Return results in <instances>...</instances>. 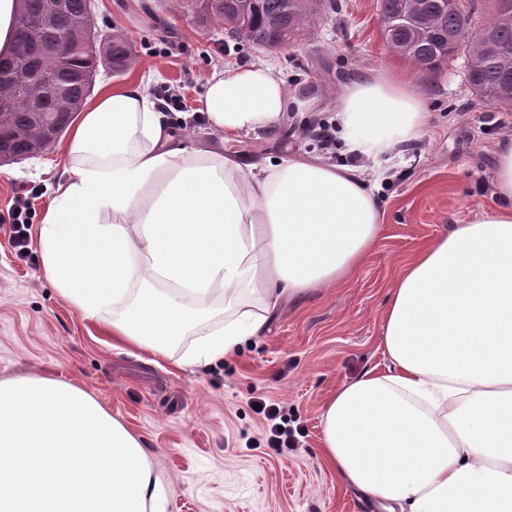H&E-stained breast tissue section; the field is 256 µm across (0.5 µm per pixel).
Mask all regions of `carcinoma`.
Listing matches in <instances>:
<instances>
[{"label": "carcinoma", "instance_id": "carcinoma-1", "mask_svg": "<svg viewBox=\"0 0 512 512\" xmlns=\"http://www.w3.org/2000/svg\"><path fill=\"white\" fill-rule=\"evenodd\" d=\"M88 0H65L62 12L48 23V39H59L64 52L46 49L25 40V30L42 16L47 0H18L15 38L9 53L0 54V154L23 159L34 153L35 135L50 128L55 138L71 124L93 88L98 66L108 61L121 74L131 62L127 38L103 36L87 15ZM490 20L472 26L449 0H418L429 17L423 27L395 28L390 48L417 65L428 63L429 73H440L448 61L465 56L474 65L469 79L472 94L481 100L512 107V0H488ZM407 0H379L380 22L404 10ZM242 39L260 45L273 41H301L316 27L315 7L310 0H214L212 10L195 18L204 30L224 24L237 13ZM29 71L51 76L52 83L39 88L40 111L29 103V92L14 88V82Z\"/></svg>", "mask_w": 512, "mask_h": 512}]
</instances>
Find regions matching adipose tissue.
Segmentation results:
<instances>
[{
  "instance_id": "obj_1",
  "label": "adipose tissue",
  "mask_w": 512,
  "mask_h": 512,
  "mask_svg": "<svg viewBox=\"0 0 512 512\" xmlns=\"http://www.w3.org/2000/svg\"><path fill=\"white\" fill-rule=\"evenodd\" d=\"M144 81L104 85L67 145L68 177L38 228L44 278L113 339L211 364L260 336L282 303L344 282L381 223L362 166H241L189 154ZM230 139L279 124L290 101L265 62L213 71L198 101ZM406 79L352 82L336 105L349 153H405L426 125ZM496 206L438 237L389 291L386 371L342 384L322 455L388 512H512V140ZM242 307L215 329L210 309ZM140 438L82 388L0 381V512H165Z\"/></svg>"
}]
</instances>
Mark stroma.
Instances as JSON below:
<instances>
[{"label":"stroma","instance_id":"35a3bbf8","mask_svg":"<svg viewBox=\"0 0 512 512\" xmlns=\"http://www.w3.org/2000/svg\"><path fill=\"white\" fill-rule=\"evenodd\" d=\"M99 32L131 42L129 68L99 71L96 84L121 85L151 74L148 91L178 89V112L191 113L181 141L187 151L213 150L243 164L294 157L342 165V146L325 150L302 136L331 123L336 100L351 82L376 72L410 80L429 119L421 139L377 190L384 209L377 239L349 280L282 306L262 336L209 366L180 367L194 334L177 337L168 359L113 348L112 340L63 299L41 272L39 254L19 260L0 226V380L44 376L73 383L145 443L163 484L167 512H383L342 483L320 455L322 407L344 382L370 368L385 370L381 348L388 293L404 266L455 224L490 209L499 145L512 138V109L476 99L457 58L438 74L420 72L390 54L378 0H338L310 41L265 50L221 32L199 31L167 0H93ZM257 60L271 63L292 99L271 129L221 140L196 111L212 72ZM66 139L30 158L0 164V212L20 187H39L44 210L64 167ZM283 407L303 435L279 456L266 445L256 401Z\"/></svg>","mask_w":512,"mask_h":512}]
</instances>
